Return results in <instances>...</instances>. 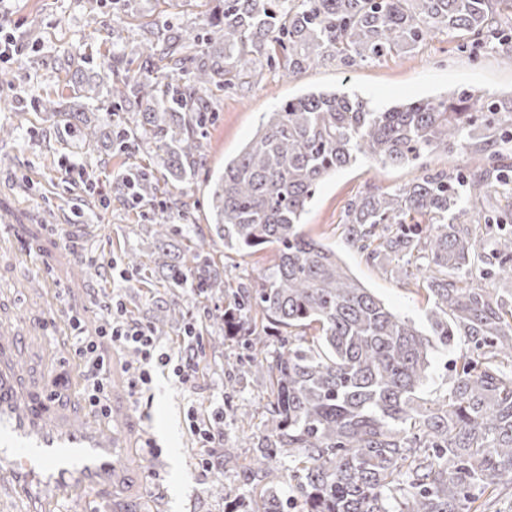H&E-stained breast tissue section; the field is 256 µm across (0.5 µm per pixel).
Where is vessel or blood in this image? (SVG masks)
<instances>
[{
  "mask_svg": "<svg viewBox=\"0 0 512 512\" xmlns=\"http://www.w3.org/2000/svg\"><path fill=\"white\" fill-rule=\"evenodd\" d=\"M24 231L0 222V253L15 252ZM34 338L0 332V512H26L34 491L44 493L39 512H87L89 493L111 494L112 512H140L148 461L134 453L138 421L128 399L100 423L76 399L50 401L58 391L54 359L38 376L27 361Z\"/></svg>",
  "mask_w": 512,
  "mask_h": 512,
  "instance_id": "b4317fda",
  "label": "vessel or blood"
}]
</instances>
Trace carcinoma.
<instances>
[{
	"label": "carcinoma",
	"mask_w": 512,
	"mask_h": 512,
	"mask_svg": "<svg viewBox=\"0 0 512 512\" xmlns=\"http://www.w3.org/2000/svg\"><path fill=\"white\" fill-rule=\"evenodd\" d=\"M205 34L171 19L135 56L117 48L92 74L70 73L74 97L57 111L84 145L128 148L148 139L178 189L201 161L198 130L206 94L242 87L259 67L288 78L339 60L369 63L414 50L439 32L480 53L512 61V0H207ZM112 97L135 111V128L108 140L107 113L89 106ZM478 141L480 162L456 176L434 171L398 191L369 190L352 200L350 244L368 262L407 269L433 307L429 329L390 310L348 272L336 251L303 231L322 180L370 159L408 166L423 154H451ZM512 96L461 89L430 100L379 107L357 94L318 90L266 113L254 137L211 175L208 233L174 238L172 211L155 212L154 272L172 288L190 285L228 300L213 315L226 336H241L247 357L234 371L262 374L269 386L264 435L244 479L259 488L249 512H477L488 492L512 483V233L493 229V209L475 204L512 196ZM134 193L154 201L159 183L133 173ZM484 223L485 235L471 225ZM248 256L270 248L274 264L257 288H235L207 250ZM500 260L497 286L468 282L485 250ZM185 323L168 307L162 335ZM275 329L279 346L269 350ZM458 345L449 393L421 391L432 361ZM288 467H283V463ZM288 485L284 497L280 485Z\"/></svg>",
	"instance_id": "obj_1"
}]
</instances>
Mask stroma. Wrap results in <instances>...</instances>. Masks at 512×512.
<instances>
[{
	"label": "stroma",
	"mask_w": 512,
	"mask_h": 512,
	"mask_svg": "<svg viewBox=\"0 0 512 512\" xmlns=\"http://www.w3.org/2000/svg\"><path fill=\"white\" fill-rule=\"evenodd\" d=\"M4 13L10 29L21 37L22 49L0 62V126L16 130L14 139L0 141V200L16 221L31 231L35 243L47 248L52 260L38 273L51 281L63 275L73 244L97 254L102 264L85 277L70 280L64 297L66 312L81 316L87 335L97 337L99 351L109 361L114 387L126 393L140 419L143 444L140 455L157 459L145 477V492L163 512H225L226 501L247 502L249 486L240 481L242 467L262 436L268 403L267 382L230 378L228 366L247 351L236 339L223 338L207 313L217 300L200 298L193 288H168L153 274L149 249L151 208L115 191L117 173L146 167L149 152L143 147L105 154L79 146L74 134L54 124L43 108L46 100L70 93L66 60L99 53L111 54L108 33L123 26L129 44L139 39L140 25L170 16L192 27L203 26L206 9L200 0H127L116 11L112 0H7ZM463 87L488 94L512 93V63L495 54L470 57L455 41L438 34L427 38L412 53L380 62L345 67L325 64L294 78L264 76L248 92H217L216 110L210 113L200 141L204 165L177 202L193 223L207 222V183L254 135L262 115L281 101L319 88H336L389 104L437 97ZM475 159L472 146L448 156L424 158L422 167L445 170ZM92 169L95 186L79 178L81 166ZM422 167L381 166L360 160L329 176L317 189L305 218L304 231L336 249L353 274L388 307L411 319L420 330L429 327L431 307L413 279L399 280L368 263L351 248L344 224L348 203L376 186L394 191L410 184ZM137 254L140 266L130 265ZM272 250L248 257L224 254V272L234 284L257 285L262 271L273 264ZM23 267L0 258V300L12 321L24 323L37 314L40 300L23 288ZM120 295L127 317L151 325L170 302L180 303L196 336L183 343L180 331L160 337L164 351L178 354L192 346L198 375L190 386L180 385L173 373L154 374L150 385H131L127 353L113 348L100 331L105 323L102 302ZM204 421L213 436L202 446L190 429L192 419ZM231 448L232 456L221 453Z\"/></svg>",
	"instance_id": "stroma-1"
}]
</instances>
